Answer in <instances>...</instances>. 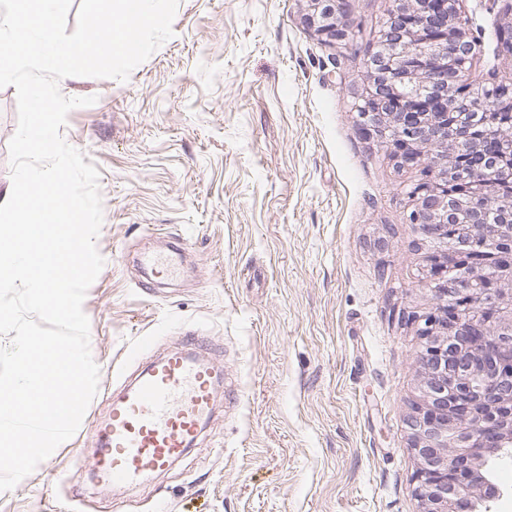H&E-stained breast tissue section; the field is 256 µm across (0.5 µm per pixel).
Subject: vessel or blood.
I'll list each match as a JSON object with an SVG mask.
<instances>
[{
  "label": "vessel or blood",
  "mask_w": 512,
  "mask_h": 512,
  "mask_svg": "<svg viewBox=\"0 0 512 512\" xmlns=\"http://www.w3.org/2000/svg\"><path fill=\"white\" fill-rule=\"evenodd\" d=\"M222 379L184 344L148 365L113 402L109 422L97 432L96 477L127 488L168 470L213 419V392Z\"/></svg>",
  "instance_id": "b4317fda"
}]
</instances>
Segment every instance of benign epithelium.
I'll use <instances>...</instances> for the list:
<instances>
[{
    "instance_id": "7a95c632",
    "label": "benign epithelium",
    "mask_w": 512,
    "mask_h": 512,
    "mask_svg": "<svg viewBox=\"0 0 512 512\" xmlns=\"http://www.w3.org/2000/svg\"><path fill=\"white\" fill-rule=\"evenodd\" d=\"M306 27L332 42L347 35L342 0H309ZM463 0H394L393 27L382 48L365 61L371 81L360 95L359 131L387 148L403 167L420 168L407 216L432 251L422 274L431 307L407 320L423 340L422 399L409 413L411 448L422 512H490L503 496L488 465L512 452V224H488L473 203L448 195L442 159L416 147L455 157L475 150L472 131L488 101L482 90L457 88L476 59ZM427 97L462 104L467 112L448 124L446 112H417ZM476 301V316L461 308Z\"/></svg>"
}]
</instances>
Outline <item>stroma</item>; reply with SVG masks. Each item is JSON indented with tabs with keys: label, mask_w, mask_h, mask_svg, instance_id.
Returning <instances> with one entry per match:
<instances>
[{
	"label": "stroma",
	"mask_w": 512,
	"mask_h": 512,
	"mask_svg": "<svg viewBox=\"0 0 512 512\" xmlns=\"http://www.w3.org/2000/svg\"><path fill=\"white\" fill-rule=\"evenodd\" d=\"M392 0H354L349 39L302 22L307 0H179L173 35L127 81L67 77L95 97L61 129L100 173L104 259L83 310L99 388L72 438L0 512H422L407 416L430 304L427 245L403 218L418 178L360 137L355 104ZM478 59L512 80L506 0H463ZM15 87L0 88V189ZM185 251L163 284L145 257ZM203 339L224 385L199 444L135 489L92 478L93 429L122 381Z\"/></svg>",
	"instance_id": "obj_1"
}]
</instances>
